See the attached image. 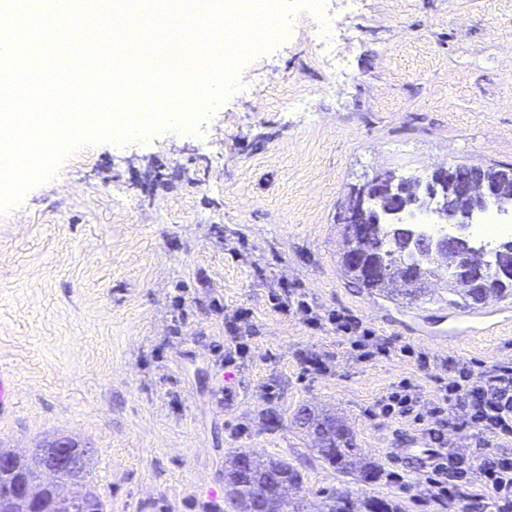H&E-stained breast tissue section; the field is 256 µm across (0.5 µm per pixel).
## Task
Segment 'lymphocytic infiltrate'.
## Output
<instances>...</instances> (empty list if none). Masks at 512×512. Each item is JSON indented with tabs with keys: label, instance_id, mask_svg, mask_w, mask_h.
<instances>
[{
	"label": "lymphocytic infiltrate",
	"instance_id": "f902f5d3",
	"mask_svg": "<svg viewBox=\"0 0 512 512\" xmlns=\"http://www.w3.org/2000/svg\"><path fill=\"white\" fill-rule=\"evenodd\" d=\"M277 306L283 311L297 309L311 326L331 325L364 356L385 355L391 350L348 315L336 311L318 315L294 290H286ZM439 391V403L422 411L410 385L404 384L381 399L378 410L386 417L411 415L425 423L429 446L423 454L432 468L429 483L437 500H455L461 502L462 512H474L490 498L495 512H512V452L489 451L492 441L512 440V364L477 370L449 361L448 380ZM446 425L472 430L473 448L463 453L448 448L442 431ZM474 472L481 476L480 485H473L470 479Z\"/></svg>",
	"mask_w": 512,
	"mask_h": 512
}]
</instances>
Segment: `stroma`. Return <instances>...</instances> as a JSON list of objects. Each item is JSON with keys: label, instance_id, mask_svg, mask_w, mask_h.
<instances>
[{"label": "stroma", "instance_id": "stroma-1", "mask_svg": "<svg viewBox=\"0 0 512 512\" xmlns=\"http://www.w3.org/2000/svg\"><path fill=\"white\" fill-rule=\"evenodd\" d=\"M282 22L287 40L199 121L81 146L0 213V372L16 397L0 445L30 455L67 436L108 512H216L224 454L288 457L306 489L345 487L447 512L431 500L413 419L371 415L402 381L435 402L449 360L512 362V297L493 335L458 325L441 285L395 302L342 270L337 221L352 184L438 165L512 166V0H327ZM306 97L308 112L282 101ZM319 313L351 315L409 345L360 359L344 337L282 314V285ZM183 297L184 312L173 299ZM250 350L221 365L233 334ZM315 353L327 372L307 370ZM326 410L381 468L374 484L318 459L293 416Z\"/></svg>", "mask_w": 512, "mask_h": 512}]
</instances>
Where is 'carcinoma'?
<instances>
[{
    "label": "carcinoma",
    "mask_w": 512,
    "mask_h": 512,
    "mask_svg": "<svg viewBox=\"0 0 512 512\" xmlns=\"http://www.w3.org/2000/svg\"><path fill=\"white\" fill-rule=\"evenodd\" d=\"M484 175L498 180L504 194L512 192V167L486 166ZM457 177L452 175L432 190L426 204H435V212L445 223L455 221ZM346 246L342 266L355 283L371 291L398 294L417 300L426 296L434 279H444L449 303L466 308L482 307L492 300L512 296V279H501L494 288L473 284L476 272L464 268L452 252H435L409 243L399 233V222H372L365 217L360 224L345 225ZM362 258L358 262L352 256ZM413 265L414 279L403 288H395V274L405 265ZM300 428L313 437L317 458L337 472L372 483L382 477L379 466L357 448L345 420L334 413L304 408L296 415ZM13 464L0 469V512H105L106 505L96 490L87 484L85 474L92 450L71 438L54 439L34 449L30 458L0 447V457ZM52 475L44 481L41 473ZM302 488L300 470L285 458H264L242 448L231 454L224 466V512H312L304 495H288ZM324 502L319 512H402L393 499L374 495L354 496L332 487L322 491Z\"/></svg>",
    "instance_id": "cac0c4a2"
}]
</instances>
